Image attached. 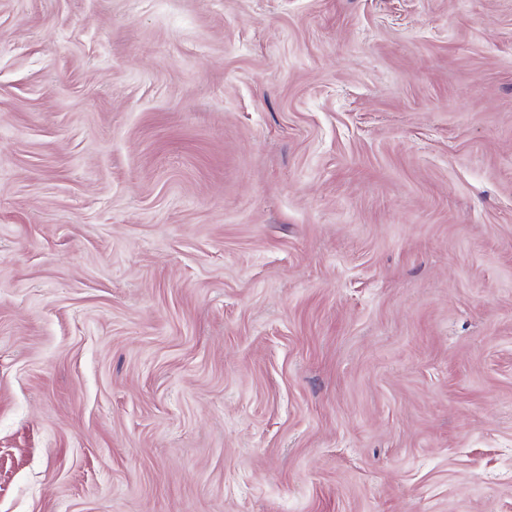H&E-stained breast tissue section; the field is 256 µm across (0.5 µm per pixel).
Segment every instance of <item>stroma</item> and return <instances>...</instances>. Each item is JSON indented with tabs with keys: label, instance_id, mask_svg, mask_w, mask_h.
<instances>
[{
	"label": "stroma",
	"instance_id": "obj_1",
	"mask_svg": "<svg viewBox=\"0 0 512 512\" xmlns=\"http://www.w3.org/2000/svg\"><path fill=\"white\" fill-rule=\"evenodd\" d=\"M0 512H512V0H0Z\"/></svg>",
	"mask_w": 512,
	"mask_h": 512
}]
</instances>
